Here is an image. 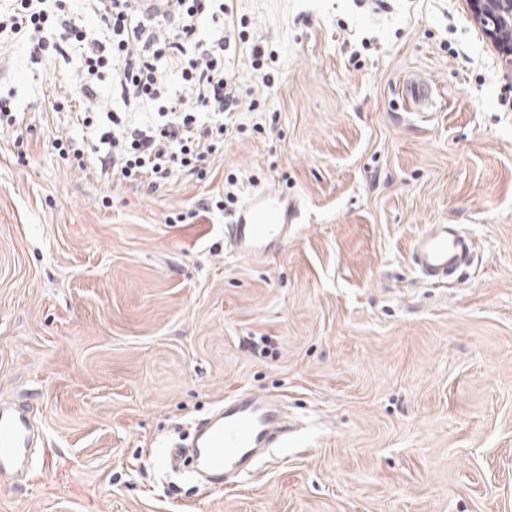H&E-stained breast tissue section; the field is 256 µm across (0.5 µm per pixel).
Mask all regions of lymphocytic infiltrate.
I'll use <instances>...</instances> for the list:
<instances>
[{"label":"lymphocytic infiltrate","mask_w":512,"mask_h":512,"mask_svg":"<svg viewBox=\"0 0 512 512\" xmlns=\"http://www.w3.org/2000/svg\"><path fill=\"white\" fill-rule=\"evenodd\" d=\"M233 2L166 0L154 13L140 0H94L93 30L64 0H9L0 42L26 38L33 59L50 48L63 57L77 52L79 96L109 100L106 111L75 115L84 130L70 142L78 168L95 182H130L154 194L198 175L237 128L239 113L257 109L244 102L229 54L240 23Z\"/></svg>","instance_id":"obj_1"}]
</instances>
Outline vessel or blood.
Masks as SVG:
<instances>
[{"mask_svg": "<svg viewBox=\"0 0 512 512\" xmlns=\"http://www.w3.org/2000/svg\"><path fill=\"white\" fill-rule=\"evenodd\" d=\"M295 207L277 192L251 197L225 226L235 253L258 255L283 245ZM471 254L468 237L453 224H431L414 240L412 260L418 274L439 284L465 265ZM291 425L280 401L257 391L225 401L210 418L198 421L194 433L196 463L210 486L223 484L231 465L247 466L258 449L287 439ZM33 442V429L24 408L0 405V481L24 468Z\"/></svg>", "mask_w": 512, "mask_h": 512, "instance_id": "vessel-or-blood-1", "label": "vessel or blood"}]
</instances>
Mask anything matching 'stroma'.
Returning <instances> with one entry per match:
<instances>
[{
	"mask_svg": "<svg viewBox=\"0 0 512 512\" xmlns=\"http://www.w3.org/2000/svg\"><path fill=\"white\" fill-rule=\"evenodd\" d=\"M260 109L200 175L146 195L90 181L80 63L0 45V401L41 431L0 512H512V67L465 0H236ZM270 85H263V73ZM431 101L408 100L414 79ZM277 185L298 216L258 257L228 211ZM430 224L475 245L455 281L411 262ZM246 390L301 427L245 481L160 459Z\"/></svg>",
	"mask_w": 512,
	"mask_h": 512,
	"instance_id": "stroma-1",
	"label": "stroma"
}]
</instances>
